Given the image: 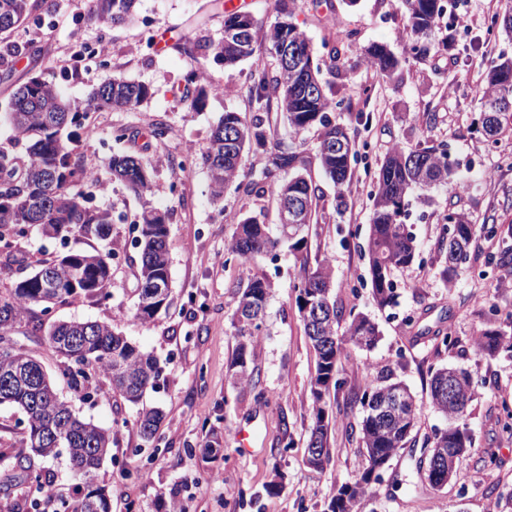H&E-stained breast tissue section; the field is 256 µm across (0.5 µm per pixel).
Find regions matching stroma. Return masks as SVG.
<instances>
[{
  "label": "stroma",
  "mask_w": 512,
  "mask_h": 512,
  "mask_svg": "<svg viewBox=\"0 0 512 512\" xmlns=\"http://www.w3.org/2000/svg\"><path fill=\"white\" fill-rule=\"evenodd\" d=\"M57 2L49 25L30 23L0 33L2 43L36 48L34 54L13 58L11 83L0 81V115L14 85L34 76L58 84L79 101L97 83L115 76L152 91L137 109L89 113L85 123L90 133L73 138L75 158L97 179L90 189L93 204L110 208L116 218L112 237L119 256L112 262L111 299L63 303L51 312L55 319L111 323L142 350L154 353L163 367V383L144 398L145 405L164 412L159 449L145 447L135 424L137 409L123 400L102 398L77 406L82 416L113 431L111 456L98 472L99 482L112 488V512H164L170 501L182 512H323L336 488L360 474L361 414L351 399L380 372L409 387L420 418L410 447L400 450L381 481L372 484V508L496 512L499 490L512 487V436L500 424L506 409H512V352L504 349L484 358L476 353L473 339L512 312V287L505 286V274L488 264L497 245L482 233L473 240L453 285L444 283L439 270L448 210L465 212L476 224L512 222V129L493 147L477 130V92L486 61L501 53L512 56V36L502 32L487 38L484 21L511 8L512 0H461L469 29L453 37L439 30V48L425 60L408 63L396 82L379 78L360 63L359 53L372 42L398 51L407 46L399 0H359L352 8L343 0L318 7L312 0L295 2V21L314 50L344 31L357 33L346 70L332 80L328 95L351 100L350 110L336 118L355 142L358 163L347 208L318 225L310 256L331 260L337 303L368 314L381 330L374 349L347 351L337 362L342 388L326 398L331 458L321 470L305 461L316 355L296 304L300 270L284 248L254 265L227 262L225 255L245 213L263 212L265 223L278 230L277 201L230 188L222 204H214L206 168L190 160L225 111L252 108L249 64L227 70L209 56L193 63L174 48L179 40H221L223 15L212 10L210 0H139L136 21L105 28L87 21L89 0ZM84 45L96 46L110 66L75 68L72 55ZM193 70L200 83L219 88L201 108L185 96V78ZM158 122L170 129L163 143L150 144L142 136L114 137L116 130L142 133ZM430 140L447 141L459 163L456 176L469 189L460 195L442 187L434 190L431 206L411 203L408 224L417 256L412 265L394 272L397 298L381 307L372 296L365 253L374 173L392 148ZM115 152L139 156L152 166L150 200L168 214L170 309L150 324L134 316L137 251L127 245L129 220L140 211L141 201L108 173L106 163ZM261 273L271 279L273 290L255 348L259 381L240 387L228 374L236 347L230 322L239 288ZM445 334L455 338V346L442 345ZM444 365L472 371L478 396L465 418L473 445L455 478L435 490L419 481L416 462L424 440L448 426L447 417L428 403L429 372ZM212 428L222 435L224 454L215 462L200 451ZM242 429L250 435L244 446L238 441ZM287 435L295 441L293 448L282 445Z\"/></svg>",
  "instance_id": "stroma-1"
}]
</instances>
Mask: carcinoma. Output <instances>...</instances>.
I'll return each mask as SVG.
<instances>
[{"label": "carcinoma", "mask_w": 512, "mask_h": 512, "mask_svg": "<svg viewBox=\"0 0 512 512\" xmlns=\"http://www.w3.org/2000/svg\"><path fill=\"white\" fill-rule=\"evenodd\" d=\"M135 2L92 0L87 19L112 26L128 23L135 15ZM403 4L409 50L416 57L435 49V33L441 19L448 18V30L458 29L459 13L450 9L448 0H403ZM293 5L294 0H275L279 21L269 30L267 39L274 47L288 42L304 60L299 69L290 71L280 64L272 72L254 59L259 21L253 13L239 9L224 12V33L240 32L245 41L180 40L174 49L191 60L210 55L226 68L252 61V109L224 112L207 145L200 150L199 159L208 170L212 195L217 200L234 184L248 197L260 198L269 193L276 196L280 205L295 201L301 204L302 218L288 225L281 238L270 234L260 215H242L226 251L228 260L252 264L275 254L286 243L295 261L305 268L297 287V307L317 358L310 382L312 411L307 447L320 449L315 464L320 469L330 457L323 399L331 390L342 387L336 379V363L348 347H374L379 330L361 313H344L332 298L336 282L331 261L321 260L315 267H309V225L314 223L318 202L324 195L309 173L310 160L296 143L302 134L317 130L316 160L324 177L336 187L333 210L341 213L347 207L357 152L348 129L330 117V113L341 112L347 105L327 95L326 77L339 75L346 68V52L356 33L349 31L336 43L324 42V52L318 55L305 31L293 21ZM53 8L54 0H0V32L45 17ZM361 57L389 81L398 80L408 62L405 54L395 52L383 42L363 47ZM187 81L196 83L194 91L187 92L192 105H203L212 88L199 83L195 72ZM150 96L147 85L114 78L101 82L88 100L75 101L66 98L55 83L32 77L13 93L6 112L15 139L25 146V161L19 166L15 158L0 152V175H9L18 168L21 176L18 187L0 190V252L7 253L6 259L0 260V275L10 280L6 292L0 291V374H16L11 391L0 389V406H10L20 414L15 426L21 429V438L16 443L0 440V465L19 469L21 477L35 483L36 508L42 505L54 507V512H112V491L96 482L97 470L112 448V430L90 418L79 417L72 401L60 394L56 378H61L73 397L83 402L111 395L139 407L136 425L141 438L150 445L159 440L162 410L143 405L147 390L160 386L159 361L110 323L48 318L58 304L101 302L112 296L115 249H102L98 244L112 242L113 214L92 204L91 195L84 190L87 174L73 157L72 134L67 129L83 127L90 112L133 110ZM478 102L481 134L487 144L495 145L504 129L512 126L511 56L502 53L489 62ZM275 113L288 122L286 141L274 137ZM250 148L260 153L261 163L259 169L250 171V178L244 183L239 176ZM107 165L112 175L138 197L145 199L151 195L152 172L140 158L114 154ZM456 168L447 145L434 141L407 149L396 147L381 163L371 193L367 240L370 285L379 305L394 303L392 273L411 265L416 257L415 238L405 223L411 197L417 196L424 205L432 204L431 192L452 182ZM35 220L45 237L72 239L75 246L62 254L30 260L21 241ZM445 222L447 247L441 274L448 279L467 260L468 254L459 256L457 251L470 248L476 225L465 213L454 210L448 211ZM131 228L138 229L134 243L139 259L135 317L150 323L168 313L170 307V295H156V283L170 277L167 216L146 205ZM481 231L498 242V251L493 256L496 266L512 273V223L484 224ZM271 293L272 282L267 275L253 277L241 292L231 320L237 346L230 368L235 383L241 386L257 384L249 365ZM343 321L346 329L340 336L338 328ZM22 326L28 333L43 337L56 358V375H50L35 354L10 342L9 334ZM474 345L479 353L490 358L505 346L512 348V316L503 325L482 330ZM450 373L456 375L455 401L451 404ZM393 390L407 393L410 403L385 416L379 415L377 405ZM475 396L470 372L444 366L430 372L429 405L448 417V428L435 433L431 447L425 449L429 462L446 456V470L418 472L420 479L434 489L448 483L460 458L472 445L464 416ZM353 403L363 408L359 434L364 466L354 483L336 489L327 512H364L372 474L390 465L407 446L418 425L415 398L400 382L377 379L362 395L354 397ZM60 448L68 450L73 477L78 481L77 496L69 500L60 496L53 480L31 468L32 460L54 457Z\"/></svg>", "instance_id": "cac0c4a2"}]
</instances>
